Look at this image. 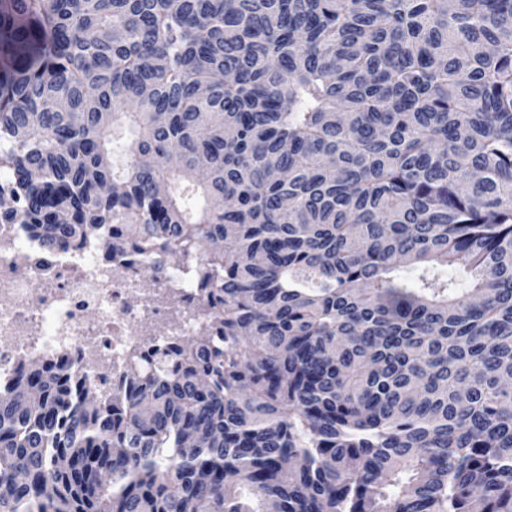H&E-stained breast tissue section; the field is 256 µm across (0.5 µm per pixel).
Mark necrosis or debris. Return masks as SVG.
<instances>
[{
	"mask_svg": "<svg viewBox=\"0 0 512 512\" xmlns=\"http://www.w3.org/2000/svg\"><path fill=\"white\" fill-rule=\"evenodd\" d=\"M147 262L138 253L105 259L92 238L49 252L26 225L0 220V386L62 350L90 379L107 375L113 392L131 358L213 326L195 261L167 268L144 290Z\"/></svg>",
	"mask_w": 512,
	"mask_h": 512,
	"instance_id": "4bbe7bcc",
	"label": "necrosis or debris"
}]
</instances>
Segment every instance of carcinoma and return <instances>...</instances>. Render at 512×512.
<instances>
[{"mask_svg":"<svg viewBox=\"0 0 512 512\" xmlns=\"http://www.w3.org/2000/svg\"><path fill=\"white\" fill-rule=\"evenodd\" d=\"M0 169L223 333L20 368L0 512H512V0H0ZM132 140V134L126 126H119L114 133L112 142V150L116 162V171H118L127 162H131L132 158L127 154V145ZM127 161V162H126Z\"/></svg>","mask_w":512,"mask_h":512,"instance_id":"cac0c4a2","label":"carcinoma"}]
</instances>
